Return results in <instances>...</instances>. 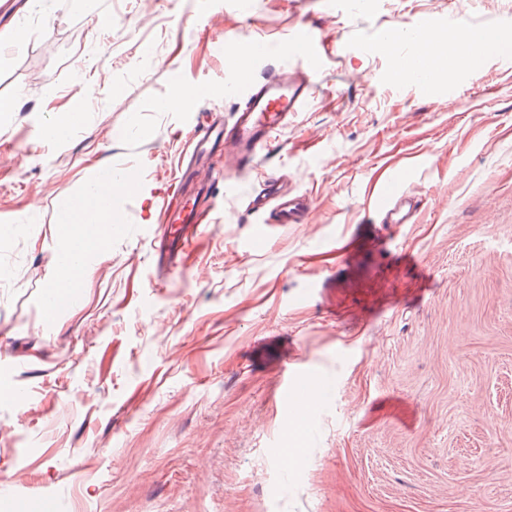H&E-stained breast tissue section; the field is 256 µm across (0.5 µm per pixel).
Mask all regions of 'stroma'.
<instances>
[{"label":"stroma","mask_w":512,"mask_h":512,"mask_svg":"<svg viewBox=\"0 0 512 512\" xmlns=\"http://www.w3.org/2000/svg\"><path fill=\"white\" fill-rule=\"evenodd\" d=\"M0 14V512H512V45L419 83L399 30L512 33V0H15ZM22 41H14L15 30ZM321 92L266 164L306 224L256 235L233 177L186 265L157 190L233 48ZM201 96L164 110L175 84ZM80 110L65 140L44 130ZM134 171L72 301L44 317L58 208ZM421 201L383 224L384 192ZM327 394L299 439L284 368ZM298 447L294 462L280 456Z\"/></svg>","instance_id":"stroma-1"}]
</instances>
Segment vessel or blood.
I'll return each instance as SVG.
<instances>
[{
  "label": "vessel or blood",
  "mask_w": 512,
  "mask_h": 512,
  "mask_svg": "<svg viewBox=\"0 0 512 512\" xmlns=\"http://www.w3.org/2000/svg\"><path fill=\"white\" fill-rule=\"evenodd\" d=\"M240 78L246 87L229 119L205 116L192 130V152L175 171L162 195L167 200L158 215L159 247L152 261L159 269L175 266L201 234L190 198L212 199L216 172L206 161L216 148H224L225 176L260 173L272 143L287 129L295 112L315 97L320 86L302 73L294 79L273 75L262 81L248 73ZM259 187L245 199L247 213L262 217L264 224H302L310 214L308 198L288 186L280 176L261 175ZM420 202L410 193L392 195L379 214L385 224L414 223Z\"/></svg>",
  "instance_id": "vessel-or-blood-1"
}]
</instances>
